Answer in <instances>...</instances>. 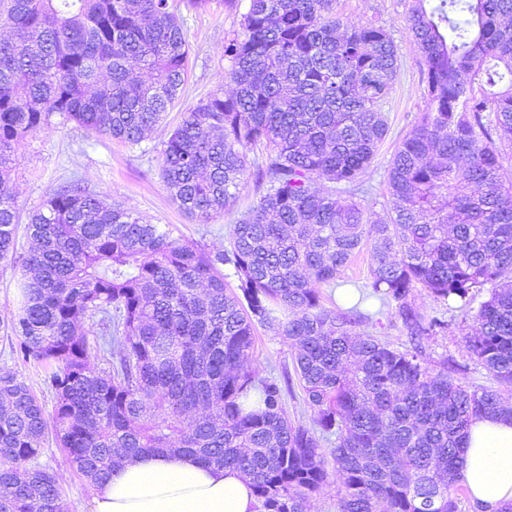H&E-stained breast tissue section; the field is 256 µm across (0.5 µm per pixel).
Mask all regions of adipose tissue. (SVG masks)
Here are the masks:
<instances>
[{"label": "adipose tissue", "mask_w": 512, "mask_h": 512, "mask_svg": "<svg viewBox=\"0 0 512 512\" xmlns=\"http://www.w3.org/2000/svg\"><path fill=\"white\" fill-rule=\"evenodd\" d=\"M460 479L472 498L493 510L512 501V420H472ZM93 512H258V501L232 469L206 468L188 456L144 454L113 468L96 492Z\"/></svg>", "instance_id": "adipose-tissue-1"}]
</instances>
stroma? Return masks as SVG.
I'll return each mask as SVG.
<instances>
[{"label":"stroma","instance_id":"35a3bbf8","mask_svg":"<svg viewBox=\"0 0 512 512\" xmlns=\"http://www.w3.org/2000/svg\"><path fill=\"white\" fill-rule=\"evenodd\" d=\"M408 0H336V11L349 22L361 24L381 20L389 29L400 56V73L391 91L394 107L390 114V130L369 168L366 179L371 192L362 200L367 221L388 218L386 167L402 138L411 130L425 109L423 61L405 15ZM174 7L184 21L189 45V64L179 99L165 120L156 126L141 145L131 146L77 128L74 123L53 118L44 130L27 136L11 156V186L16 194L19 213L28 216L46 195L79 179L86 191L107 200L131 207L155 224H170L176 237L212 249L224 246L231 224L237 216L258 202L261 191L254 175H246L237 192L232 211L200 223L180 211L170 200L160 177V150L184 112L199 99L224 86V71L229 62L224 56V42L239 29V16L224 0H204L193 5L191 0H174ZM30 249L26 236H19L15 263L0 264V369L15 371L34 391L45 407H53L54 398L43 385L39 369L14 360L13 336L4 326L17 311L16 281L21 273L20 258ZM367 319L352 325L356 334L377 336L392 346L407 344L408 337L401 322L390 316L378 302L360 307ZM253 365L259 376L284 379L292 372V346L275 330H255ZM430 365L447 363L455 378L466 385H484L486 371L476 365L465 343V333L454 330L436 336L425 344ZM42 465L58 479L69 512H91L94 490L76 473L64 452L53 439H46Z\"/></svg>","mask_w":512,"mask_h":512}]
</instances>
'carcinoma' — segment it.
<instances>
[{
	"label": "carcinoma",
	"instance_id": "cac0c4a2",
	"mask_svg": "<svg viewBox=\"0 0 512 512\" xmlns=\"http://www.w3.org/2000/svg\"><path fill=\"white\" fill-rule=\"evenodd\" d=\"M334 2L247 0L224 43L232 93L199 100L163 144L171 200L204 223L255 167L264 192L224 248L176 239L77 180L29 215L7 329L54 406L0 369V512H67L39 462L48 434L95 490L124 458L182 454L240 471L259 512H307L333 475L338 512H458L471 419L512 416V0L408 5L426 109L389 163V220L373 224L357 198L370 193L399 58L385 25L350 23ZM0 23L13 31L0 41L5 262L19 224L9 153L56 115L140 145L180 92L188 48L169 0H0ZM364 248L359 300L394 311L407 346L352 333L355 306L321 304L317 285ZM457 317L473 322L465 342L488 386L426 360L423 342ZM258 325L293 343L310 424L289 419L277 378L258 376Z\"/></svg>",
	"mask_w": 512,
	"mask_h": 512
}]
</instances>
